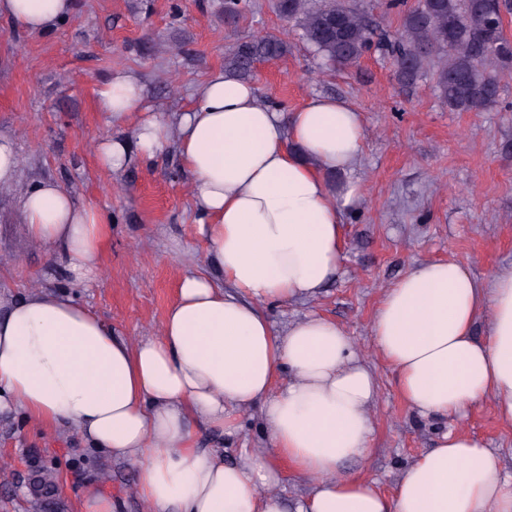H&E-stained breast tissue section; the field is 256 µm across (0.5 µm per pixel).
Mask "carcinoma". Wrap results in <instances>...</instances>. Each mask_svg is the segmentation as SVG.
<instances>
[{
  "label": "carcinoma",
  "mask_w": 512,
  "mask_h": 512,
  "mask_svg": "<svg viewBox=\"0 0 512 512\" xmlns=\"http://www.w3.org/2000/svg\"><path fill=\"white\" fill-rule=\"evenodd\" d=\"M500 0H418L403 16L397 38L388 44L404 84L434 72L436 90L456 112H483L499 97L497 69L512 67V40L500 29ZM280 11L296 23L302 38L331 64L354 66L375 42L376 33L360 10L344 0H280ZM288 53V42L274 38L237 43L224 57V70L251 75L260 60ZM57 476L49 468L33 477V512L54 505Z\"/></svg>",
  "instance_id": "cac0c4a2"
}]
</instances>
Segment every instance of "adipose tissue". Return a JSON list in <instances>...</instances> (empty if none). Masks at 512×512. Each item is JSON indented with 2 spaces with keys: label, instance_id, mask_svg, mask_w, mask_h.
<instances>
[{
  "label": "adipose tissue",
  "instance_id": "obj_1",
  "mask_svg": "<svg viewBox=\"0 0 512 512\" xmlns=\"http://www.w3.org/2000/svg\"><path fill=\"white\" fill-rule=\"evenodd\" d=\"M73 5L0 0V17L47 33ZM98 107L113 124L134 122L132 137L99 147L112 172L176 145L215 273L183 276L161 336L127 341L74 294L91 280L107 224L54 182L28 190V231L65 262L73 288L0 298V411L73 427L134 465L152 512H282L273 456L310 483L295 512H512V472L458 430L405 464L393 494L344 474L345 461L370 453L377 380L336 323L310 314L277 330L265 312L314 297L338 271L341 213L362 187L334 193L326 174L353 169L359 112L315 94L288 114L220 71L182 112L148 111L129 72L104 82ZM372 336L417 414L452 419L490 396L512 421V268L480 280L456 261L418 264L384 293ZM249 410L263 441L236 463L196 447L194 426L231 436Z\"/></svg>",
  "mask_w": 512,
  "mask_h": 512
}]
</instances>
